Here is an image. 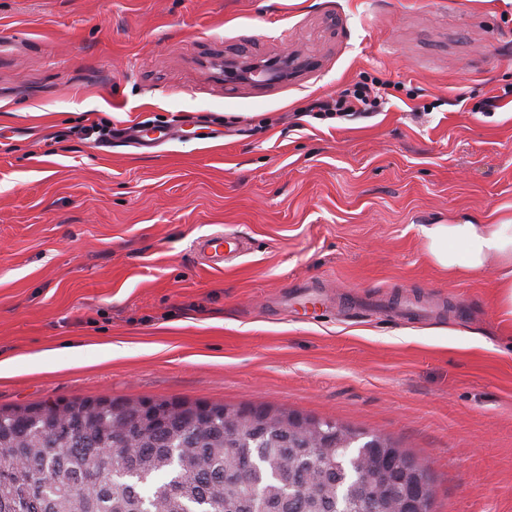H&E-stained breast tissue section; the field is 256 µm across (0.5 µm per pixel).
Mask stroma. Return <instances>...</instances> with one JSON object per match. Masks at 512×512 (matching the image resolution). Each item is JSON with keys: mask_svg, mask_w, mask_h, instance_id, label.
I'll use <instances>...</instances> for the list:
<instances>
[{"mask_svg": "<svg viewBox=\"0 0 512 512\" xmlns=\"http://www.w3.org/2000/svg\"><path fill=\"white\" fill-rule=\"evenodd\" d=\"M296 48L273 87L202 66ZM365 79L371 116H310ZM509 216L512 0H0V407L267 403L392 437L434 512H512L499 270L449 278L421 234ZM216 231L250 243L221 271L195 252ZM316 280L356 311L283 305ZM402 294L466 316L400 320Z\"/></svg>", "mask_w": 512, "mask_h": 512, "instance_id": "stroma-1", "label": "stroma"}]
</instances>
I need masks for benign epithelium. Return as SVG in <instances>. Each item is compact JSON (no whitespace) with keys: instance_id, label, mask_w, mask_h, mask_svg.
I'll return each mask as SVG.
<instances>
[{"instance_id":"obj_1","label":"benign epithelium","mask_w":512,"mask_h":512,"mask_svg":"<svg viewBox=\"0 0 512 512\" xmlns=\"http://www.w3.org/2000/svg\"><path fill=\"white\" fill-rule=\"evenodd\" d=\"M202 65L215 71L217 78L226 84L275 85L293 77L307 65V59L299 49L258 61L246 53L238 52L212 57L203 61Z\"/></svg>"}]
</instances>
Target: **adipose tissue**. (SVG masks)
I'll use <instances>...</instances> for the list:
<instances>
[{
  "mask_svg": "<svg viewBox=\"0 0 512 512\" xmlns=\"http://www.w3.org/2000/svg\"><path fill=\"white\" fill-rule=\"evenodd\" d=\"M422 233L427 258L449 277L480 273L489 260H496L499 303L512 316V219L495 224H432Z\"/></svg>",
  "mask_w": 512,
  "mask_h": 512,
  "instance_id": "obj_1",
  "label": "adipose tissue"
}]
</instances>
